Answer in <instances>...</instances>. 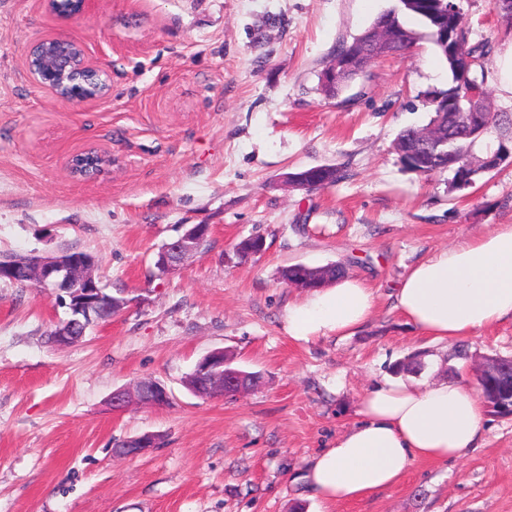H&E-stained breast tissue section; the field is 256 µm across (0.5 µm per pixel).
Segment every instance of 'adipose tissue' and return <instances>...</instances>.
<instances>
[{"label": "adipose tissue", "instance_id": "obj_1", "mask_svg": "<svg viewBox=\"0 0 512 512\" xmlns=\"http://www.w3.org/2000/svg\"><path fill=\"white\" fill-rule=\"evenodd\" d=\"M392 298L419 336L447 347L512 320V224L431 253ZM375 304L373 289L348 275L289 304L287 331L301 342L350 336ZM483 419L479 395L464 384L383 381L364 395L358 421L312 458L304 479L324 507L362 499L401 482L415 463L445 464L479 447Z\"/></svg>", "mask_w": 512, "mask_h": 512}]
</instances>
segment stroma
Here are the masks:
<instances>
[{
    "instance_id": "stroma-1",
    "label": "stroma",
    "mask_w": 512,
    "mask_h": 512,
    "mask_svg": "<svg viewBox=\"0 0 512 512\" xmlns=\"http://www.w3.org/2000/svg\"><path fill=\"white\" fill-rule=\"evenodd\" d=\"M470 43L490 47L488 92L512 113L497 63L512 27L490 0H457ZM398 0H91L60 19L43 0H0V254L86 252L108 294L130 303L80 343L45 334L65 319L54 297L0 281V512H287L308 462L354 422L361 397L414 355L422 382L476 385L484 357H512V321L465 340L467 361L424 339L391 295L419 259L512 224V167L449 192L396 140L431 118L425 94L451 75L427 29L402 55L369 62L335 98L319 74ZM66 35L109 76L107 97L73 105L30 80L35 42ZM105 151L94 178L68 157ZM334 165L321 189L287 173ZM206 224V247L174 274L158 248ZM259 235L265 251L232 248ZM330 262L374 289L354 336L298 342L286 315L302 289L279 268ZM221 349L263 376L233 398H203L183 380ZM164 385L162 407L112 411L140 379ZM154 434L146 454H115ZM331 512H512V417L486 413L483 441L447 464L418 463L399 484ZM87 154L93 156L94 158L96 157L99 160V163L95 164L97 166L96 169H94L93 171H90L89 173H86L85 170H83L81 172V168L85 164H78L79 158H82ZM110 162H111V159L109 158V156L106 154L105 151H101V150H97V149H89L87 151L77 153V154L70 156L67 160V166H68L70 172L74 176L87 178V177L96 175L98 172H100L104 168V166L109 165Z\"/></svg>"
}]
</instances>
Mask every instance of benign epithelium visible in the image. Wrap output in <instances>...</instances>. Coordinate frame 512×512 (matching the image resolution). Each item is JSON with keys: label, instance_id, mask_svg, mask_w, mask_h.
<instances>
[{"label": "benign epithelium", "instance_id": "benign-epithelium-1", "mask_svg": "<svg viewBox=\"0 0 512 512\" xmlns=\"http://www.w3.org/2000/svg\"><path fill=\"white\" fill-rule=\"evenodd\" d=\"M53 45L52 58L43 67L27 66L33 83L49 91L57 99L68 103H87L104 98L109 90L107 73L93 64L87 57L83 45L74 39L53 36L44 39ZM381 56L375 45L353 47L349 50L343 66L362 68L371 59ZM448 119L460 129L459 138L467 141L478 138L483 132L479 119H463L457 112L448 113ZM488 172L499 169L503 164H512V151L497 149L481 158ZM111 163L106 152L89 149L74 154L67 160L70 172L82 178L91 177ZM320 167H312L286 176L288 183L301 189L318 186L316 173ZM207 236L206 225L193 224L175 239L162 245L157 253L156 267L163 274L180 268L185 260L202 248ZM25 265L24 274L30 286L48 291L56 297H69L67 318L57 323L53 341L58 346H70L86 331L99 323L100 299L106 298L111 310L124 309L130 300L124 297L103 296L94 274V259L86 255L73 260L64 253L57 255H18L9 259L0 257V279L11 278L15 268L11 263ZM197 386L192 392L200 397L224 395V352L214 351L198 363L194 369ZM169 400L167 389L155 381H138L112 393V408L116 411L127 409L131 404L161 406ZM154 447V438L149 435L130 438L118 445L117 452L126 457H138Z\"/></svg>", "mask_w": 512, "mask_h": 512}]
</instances>
